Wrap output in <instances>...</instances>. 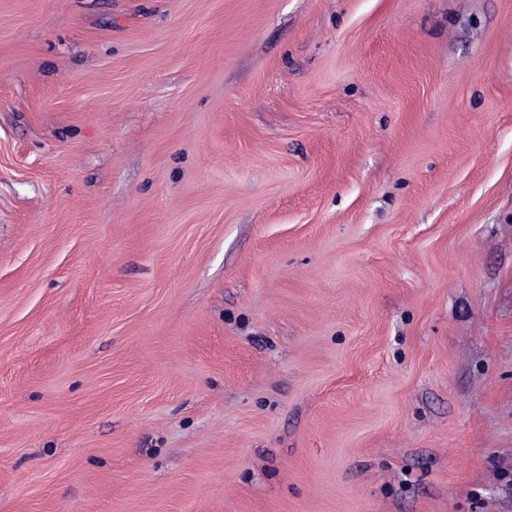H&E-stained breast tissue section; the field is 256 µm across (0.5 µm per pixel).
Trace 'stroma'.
<instances>
[{"mask_svg":"<svg viewBox=\"0 0 512 512\" xmlns=\"http://www.w3.org/2000/svg\"><path fill=\"white\" fill-rule=\"evenodd\" d=\"M0 512H512V0H0Z\"/></svg>","mask_w":512,"mask_h":512,"instance_id":"35a3bbf8","label":"stroma"}]
</instances>
